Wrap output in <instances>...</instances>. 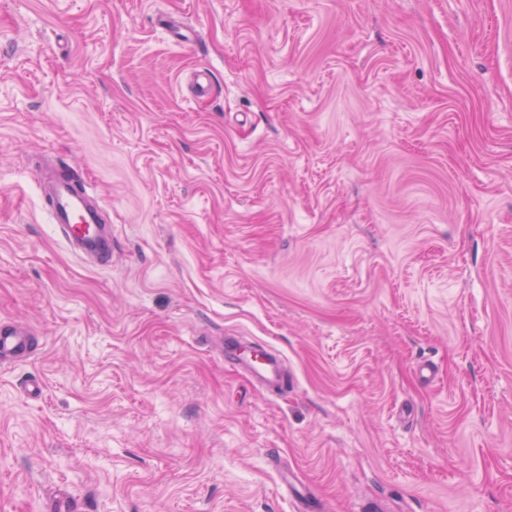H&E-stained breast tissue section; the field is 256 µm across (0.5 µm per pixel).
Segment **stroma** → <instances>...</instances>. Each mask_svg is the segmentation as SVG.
<instances>
[{
  "label": "stroma",
  "mask_w": 512,
  "mask_h": 512,
  "mask_svg": "<svg viewBox=\"0 0 512 512\" xmlns=\"http://www.w3.org/2000/svg\"><path fill=\"white\" fill-rule=\"evenodd\" d=\"M1 320L0 512H512V0H0ZM45 198L55 227L71 247L79 245L97 255V263L112 260V241L97 233L98 212L86 202L88 191L75 177L62 167L48 185ZM28 330L10 321L0 322V364L24 358L30 353ZM245 370L251 378L260 382L263 386L276 388L286 382V377L277 360L264 356L262 359H252L239 344H228L224 348V354Z\"/></svg>",
  "instance_id": "35a3bbf8"
}]
</instances>
